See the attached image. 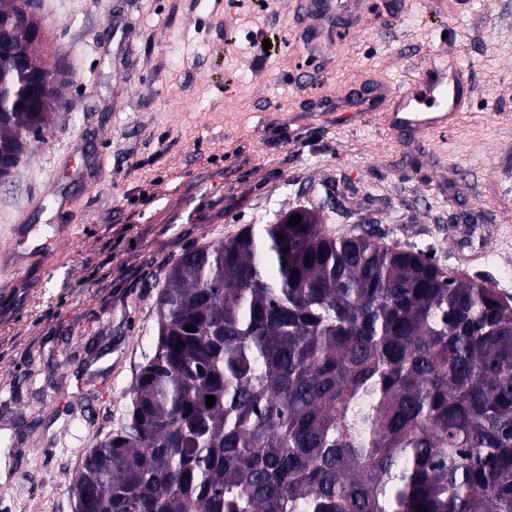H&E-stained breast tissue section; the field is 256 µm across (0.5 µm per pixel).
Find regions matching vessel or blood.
I'll list each match as a JSON object with an SVG mask.
<instances>
[{
    "instance_id": "b4317fda",
    "label": "vessel or blood",
    "mask_w": 512,
    "mask_h": 512,
    "mask_svg": "<svg viewBox=\"0 0 512 512\" xmlns=\"http://www.w3.org/2000/svg\"><path fill=\"white\" fill-rule=\"evenodd\" d=\"M299 10L306 21L301 33L303 46L312 56L334 63L340 35L359 28L358 12L351 0H301ZM472 92L469 70L459 60L446 59L434 75L419 72L397 88L359 82L336 98H318L316 108L347 116L355 112L377 116L390 131L410 128L441 134L454 127L467 111ZM51 230V235L42 238L35 225H13L11 245L0 251V263L18 273L33 264H46L57 255L60 243L77 237L79 228L74 224H55Z\"/></svg>"
}]
</instances>
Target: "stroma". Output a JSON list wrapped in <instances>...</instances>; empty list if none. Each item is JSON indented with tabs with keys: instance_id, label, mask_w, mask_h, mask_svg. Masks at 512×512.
Returning a JSON list of instances; mask_svg holds the SVG:
<instances>
[{
	"instance_id": "stroma-1",
	"label": "stroma",
	"mask_w": 512,
	"mask_h": 512,
	"mask_svg": "<svg viewBox=\"0 0 512 512\" xmlns=\"http://www.w3.org/2000/svg\"><path fill=\"white\" fill-rule=\"evenodd\" d=\"M40 4L71 80L52 141L0 185V248L23 222L83 231L49 268L0 269V512H72L71 475L123 418L158 290L186 249L332 190V234L392 232L512 296V0H362L327 70L304 52L296 0ZM451 51L474 92L447 136L312 108L355 81L407 82ZM85 157L100 162L89 186L70 175Z\"/></svg>"
}]
</instances>
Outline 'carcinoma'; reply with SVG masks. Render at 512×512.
<instances>
[{
	"label": "carcinoma",
	"instance_id": "carcinoma-1",
	"mask_svg": "<svg viewBox=\"0 0 512 512\" xmlns=\"http://www.w3.org/2000/svg\"><path fill=\"white\" fill-rule=\"evenodd\" d=\"M8 2L5 177L52 139L69 84L36 0ZM47 53L50 100L26 77ZM323 210L170 266L152 354L72 474L73 512H512V304L420 250L338 238Z\"/></svg>",
	"mask_w": 512,
	"mask_h": 512
}]
</instances>
